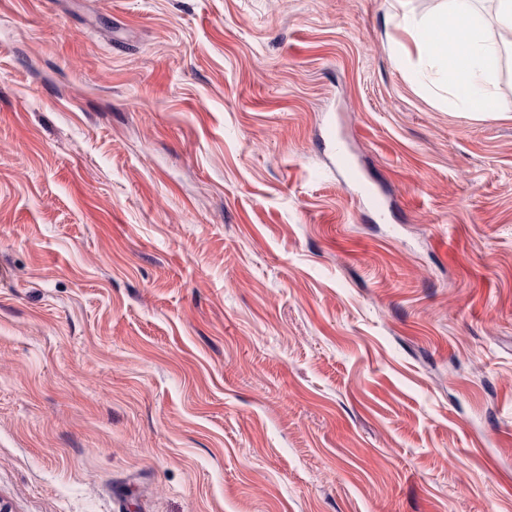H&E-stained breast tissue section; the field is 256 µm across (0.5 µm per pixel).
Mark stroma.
Here are the masks:
<instances>
[{
  "mask_svg": "<svg viewBox=\"0 0 512 512\" xmlns=\"http://www.w3.org/2000/svg\"><path fill=\"white\" fill-rule=\"evenodd\" d=\"M400 9L0 0L11 512H512V59ZM474 0H448L445 10L421 20L403 15L411 32L420 62L436 69L446 83L448 101L464 111L498 116L489 110L491 86L499 57L512 53V1L497 0L500 21L497 36L488 31L484 15Z\"/></svg>",
  "mask_w": 512,
  "mask_h": 512,
  "instance_id": "1",
  "label": "stroma"
}]
</instances>
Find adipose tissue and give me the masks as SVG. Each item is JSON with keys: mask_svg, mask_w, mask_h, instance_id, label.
I'll list each match as a JSON object with an SVG mask.
<instances>
[{"mask_svg": "<svg viewBox=\"0 0 512 512\" xmlns=\"http://www.w3.org/2000/svg\"><path fill=\"white\" fill-rule=\"evenodd\" d=\"M497 2L500 27L495 35L474 0H448L446 9L432 17L404 22L422 63L414 78L435 69L448 86L450 103L475 114H488L498 59L512 53V0Z\"/></svg>", "mask_w": 512, "mask_h": 512, "instance_id": "obj_1", "label": "adipose tissue"}]
</instances>
